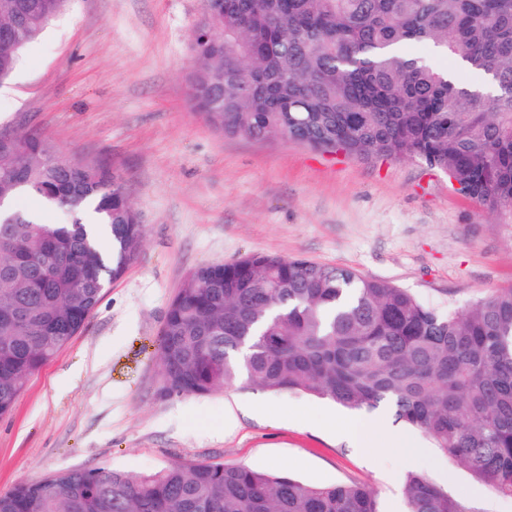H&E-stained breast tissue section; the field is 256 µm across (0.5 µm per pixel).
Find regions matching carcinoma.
Segmentation results:
<instances>
[{
	"instance_id": "cac0c4a2",
	"label": "carcinoma",
	"mask_w": 512,
	"mask_h": 512,
	"mask_svg": "<svg viewBox=\"0 0 512 512\" xmlns=\"http://www.w3.org/2000/svg\"><path fill=\"white\" fill-rule=\"evenodd\" d=\"M64 0H0V81ZM425 45L439 68L410 52ZM192 106L225 135L418 159L491 211L512 212V0H202ZM38 132L0 133V197H39L69 224L0 206V417L137 259L143 226L122 175L58 168ZM169 396L302 391L387 404L494 494L512 497V288L458 313L391 282L304 257L196 269L158 338ZM407 512H471L428 477ZM0 512H379L372 490L305 484L220 461L151 474L67 469L0 491Z\"/></svg>"
}]
</instances>
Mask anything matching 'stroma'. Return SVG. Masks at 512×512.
<instances>
[{
	"mask_svg": "<svg viewBox=\"0 0 512 512\" xmlns=\"http://www.w3.org/2000/svg\"><path fill=\"white\" fill-rule=\"evenodd\" d=\"M201 0H66L0 81V131L45 132L62 154L119 170L144 227L139 256L0 418V491L73 467L149 473L218 460L315 485L359 484L407 512L425 474L471 512H512L419 430L403 464L387 434L346 441L340 405L230 389L167 396L157 343L190 272L251 253L302 256L465 311L512 287V214L490 213L419 160H366L215 132L189 99ZM235 414L233 428L222 424Z\"/></svg>",
	"mask_w": 512,
	"mask_h": 512,
	"instance_id": "1",
	"label": "stroma"
}]
</instances>
